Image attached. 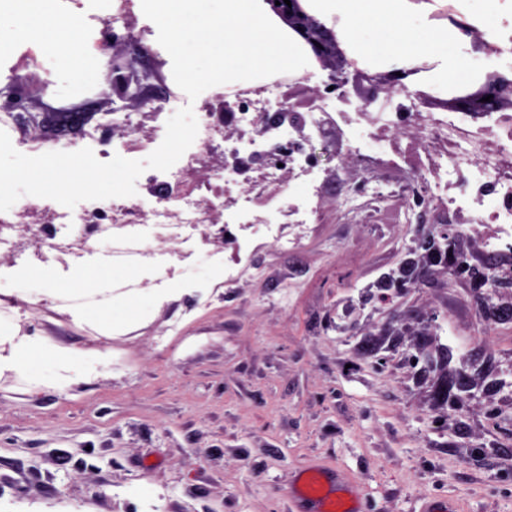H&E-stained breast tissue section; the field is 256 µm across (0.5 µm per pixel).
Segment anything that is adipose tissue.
<instances>
[{"label":"adipose tissue","instance_id":"obj_1","mask_svg":"<svg viewBox=\"0 0 512 512\" xmlns=\"http://www.w3.org/2000/svg\"><path fill=\"white\" fill-rule=\"evenodd\" d=\"M14 14H0V56L20 43L34 45L48 66L60 73L71 89L82 85L83 70H96V58L87 50L78 20L66 14L60 0H22ZM311 13L334 27L350 45L358 64L409 67L421 60L433 67L423 78L445 89L456 83L460 71L479 74L486 61L461 51L462 34L432 24L430 0H308ZM134 266L103 267L89 263L61 276L51 266L0 270V291L30 286L32 297L51 296L70 306L81 318H91L108 331L147 316L167 297L224 278V265L211 259L198 262L183 277L168 280L165 288L132 298L115 293L117 281L141 277ZM102 361L78 350H57L29 339H18L8 358H0V373L14 372L27 387L59 386L73 377H86Z\"/></svg>","mask_w":512,"mask_h":512}]
</instances>
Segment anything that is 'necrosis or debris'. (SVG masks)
I'll use <instances>...</instances> for the list:
<instances>
[{"mask_svg":"<svg viewBox=\"0 0 512 512\" xmlns=\"http://www.w3.org/2000/svg\"><path fill=\"white\" fill-rule=\"evenodd\" d=\"M322 112H285L281 87L270 82L259 91H244L228 103L224 124H217L209 104L195 112L198 134L191 147L166 172L152 171L154 193L134 200L89 201L81 208L57 206L45 235L49 250L70 252L71 240H90L104 249L145 254L156 239H172L193 247L201 224L208 217L196 199L195 187L186 184L185 169L202 164L208 151L223 149L226 157L220 176L224 191L241 199L238 210L225 215L228 224H242L274 238L287 250L299 248L314 224L350 223L364 201L383 203L397 212L411 200L440 202L456 211L477 210L483 215L488 252L512 254V119L489 113L470 124L455 112L421 118L412 91L366 103L343 89L324 91ZM278 112L279 119L258 124L260 115ZM423 120L428 136L419 144L389 148L378 132L400 129ZM254 128L253 138L227 145L222 127ZM356 129L351 155L363 164L361 188L344 187L334 213L319 208L322 167L336 157L329 146L333 130ZM499 151L473 166V156L487 140ZM259 165L257 177L248 179L247 167ZM277 186L281 200L259 203L257 185Z\"/></svg>","mask_w":512,"mask_h":512,"instance_id":"necrosis-or-debris-1","label":"necrosis or debris"}]
</instances>
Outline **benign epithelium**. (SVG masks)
I'll return each instance as SVG.
<instances>
[{
  "label": "benign epithelium",
  "instance_id": "benign-epithelium-1",
  "mask_svg": "<svg viewBox=\"0 0 512 512\" xmlns=\"http://www.w3.org/2000/svg\"><path fill=\"white\" fill-rule=\"evenodd\" d=\"M269 13L290 34L298 37L311 50L318 62L319 70L324 72L328 81L338 87L345 88L351 84L363 86L362 98L371 101L380 92L390 94L399 88L410 86L417 90L419 101L431 98L415 75L430 69L423 62L411 68H400V75L395 71L367 72L354 65L347 57L341 41L332 29L321 23L311 12L302 5L301 0H264ZM104 48L110 55L109 73L125 77L130 70L127 55L138 51L139 45L128 37L112 33L104 42ZM28 81L26 77H14L0 84V100H5L13 108L19 110V118L29 123L33 121L31 113L26 111L24 96L21 90ZM491 96L490 101L482 98ZM446 109L452 112H469L483 115L487 112H502L512 110V77H507L495 68H487L481 75V80L474 85L460 88L445 100ZM51 118L64 123V131L74 134L86 118V113H72L68 116L51 113Z\"/></svg>",
  "mask_w": 512,
  "mask_h": 512
}]
</instances>
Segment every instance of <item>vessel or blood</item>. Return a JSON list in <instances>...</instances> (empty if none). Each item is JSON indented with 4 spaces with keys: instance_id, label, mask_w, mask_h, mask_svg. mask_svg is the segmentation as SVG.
Returning a JSON list of instances; mask_svg holds the SVG:
<instances>
[{
    "instance_id": "b4317fda",
    "label": "vessel or blood",
    "mask_w": 512,
    "mask_h": 512,
    "mask_svg": "<svg viewBox=\"0 0 512 512\" xmlns=\"http://www.w3.org/2000/svg\"><path fill=\"white\" fill-rule=\"evenodd\" d=\"M280 498L288 512H369L367 501L349 478L330 466L299 467Z\"/></svg>"
}]
</instances>
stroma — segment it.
Returning a JSON list of instances; mask_svg holds the SVG:
<instances>
[{"mask_svg": "<svg viewBox=\"0 0 512 512\" xmlns=\"http://www.w3.org/2000/svg\"><path fill=\"white\" fill-rule=\"evenodd\" d=\"M126 23L139 35L136 71L154 74V97L186 106L153 22L136 6ZM16 65L30 78L31 112L79 104L91 128L118 109L133 115L137 141L159 135L163 117L141 97L117 95L103 79L64 93L42 57L21 45L0 82ZM223 168L218 151L186 175L217 225L235 206L231 194L212 205L209 186ZM361 217L315 227V242L302 249L256 240L234 285L173 296L114 335L58 300L18 299L1 356L24 337L106 362L53 389L0 377V512H278V489L308 462L342 469L373 512H417L431 494L453 499L458 512H512V319L493 326L484 316L512 308V268L471 234L470 263L499 268L498 287L418 265L410 287L381 289L413 260L416 240L478 216L433 204L386 224L370 207ZM202 257L230 265L237 254L214 234L191 252L158 241L132 261L164 277L127 280L118 291L161 288ZM169 325L183 339L165 348L158 333ZM382 328L392 335L380 363L369 347ZM425 333L472 382L461 407L429 405V380L409 362Z\"/></svg>", "mask_w": 512, "mask_h": 512, "instance_id": "1", "label": "stroma"}]
</instances>
